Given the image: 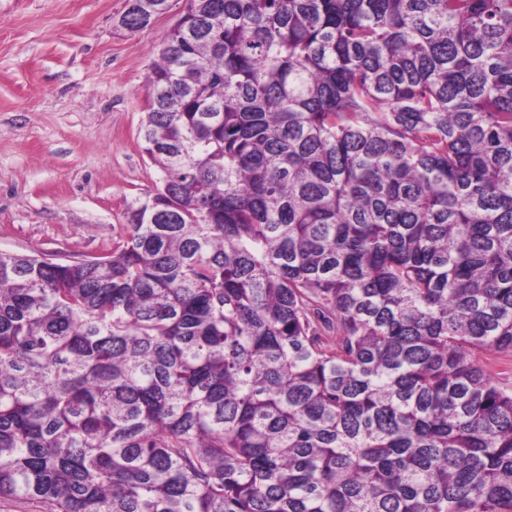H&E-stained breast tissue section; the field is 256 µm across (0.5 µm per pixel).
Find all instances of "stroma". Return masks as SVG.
<instances>
[{
    "label": "stroma",
    "instance_id": "stroma-1",
    "mask_svg": "<svg viewBox=\"0 0 512 512\" xmlns=\"http://www.w3.org/2000/svg\"><path fill=\"white\" fill-rule=\"evenodd\" d=\"M181 5L130 32L127 0H0V251L65 263L122 243L160 181L139 131Z\"/></svg>",
    "mask_w": 512,
    "mask_h": 512
}]
</instances>
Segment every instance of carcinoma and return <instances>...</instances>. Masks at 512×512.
I'll list each match as a JSON object with an SVG mask.
<instances>
[{"label":"carcinoma","mask_w":512,"mask_h":512,"mask_svg":"<svg viewBox=\"0 0 512 512\" xmlns=\"http://www.w3.org/2000/svg\"><path fill=\"white\" fill-rule=\"evenodd\" d=\"M147 90L126 239L0 252V501L512 512V0H188ZM474 359L488 368L501 387L512 390V356L508 358L503 355L495 356L484 352H475Z\"/></svg>","instance_id":"cac0c4a2"}]
</instances>
